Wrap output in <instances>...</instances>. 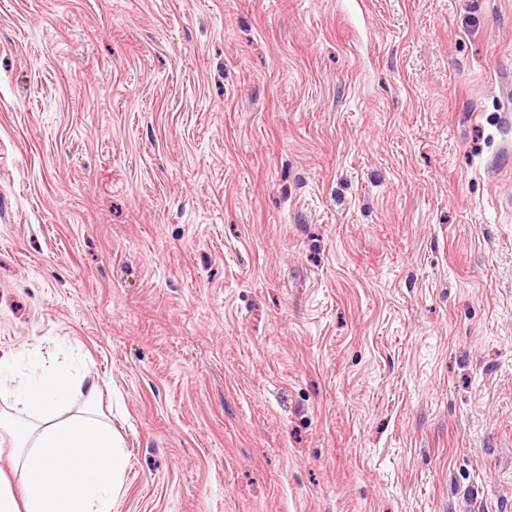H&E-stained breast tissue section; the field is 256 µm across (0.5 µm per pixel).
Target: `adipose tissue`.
Segmentation results:
<instances>
[{"label":"adipose tissue","instance_id":"1","mask_svg":"<svg viewBox=\"0 0 512 512\" xmlns=\"http://www.w3.org/2000/svg\"><path fill=\"white\" fill-rule=\"evenodd\" d=\"M100 391L86 372L25 375L0 362V431L20 479L15 487L0 473V512H112L128 454L96 408ZM78 398L83 408L65 415Z\"/></svg>","mask_w":512,"mask_h":512}]
</instances>
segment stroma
<instances>
[{
  "label": "stroma",
  "instance_id": "1",
  "mask_svg": "<svg viewBox=\"0 0 512 512\" xmlns=\"http://www.w3.org/2000/svg\"><path fill=\"white\" fill-rule=\"evenodd\" d=\"M347 9L0 0V357L112 512H512V0Z\"/></svg>",
  "mask_w": 512,
  "mask_h": 512
}]
</instances>
